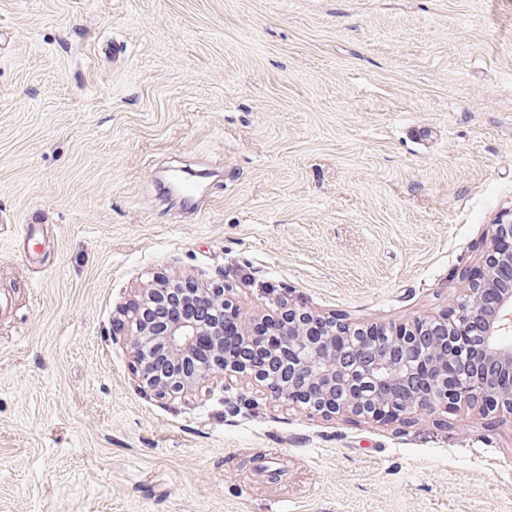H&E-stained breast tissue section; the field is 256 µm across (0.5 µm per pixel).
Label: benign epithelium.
<instances>
[{"label": "benign epithelium", "mask_w": 512, "mask_h": 512, "mask_svg": "<svg viewBox=\"0 0 512 512\" xmlns=\"http://www.w3.org/2000/svg\"><path fill=\"white\" fill-rule=\"evenodd\" d=\"M512 238V210L495 224L494 239ZM485 267L465 273L469 304L439 318L393 331L365 332L331 317L314 315L287 298L271 313H250L234 297L233 288H201L208 312L196 321L170 323L152 309L167 308L182 298L181 289L156 279L138 289V299L125 311L133 372L157 394H193L234 374L261 383L265 393L292 404L301 401L321 414L348 412L372 419L480 407L487 413L512 416V286L498 289L491 305L488 290L498 271L512 267V252L493 248ZM238 321L243 336L261 320L281 337L278 357L287 367L281 383H267V373L224 356V322ZM324 334H310L313 323ZM213 359L187 366L201 338Z\"/></svg>", "instance_id": "7a95c632"}]
</instances>
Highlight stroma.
Instances as JSON below:
<instances>
[{
    "instance_id": "35a3bbf8",
    "label": "stroma",
    "mask_w": 512,
    "mask_h": 512,
    "mask_svg": "<svg viewBox=\"0 0 512 512\" xmlns=\"http://www.w3.org/2000/svg\"><path fill=\"white\" fill-rule=\"evenodd\" d=\"M510 209L512 0H0V512H512L510 417L159 396L120 324L159 273L438 316Z\"/></svg>"
}]
</instances>
